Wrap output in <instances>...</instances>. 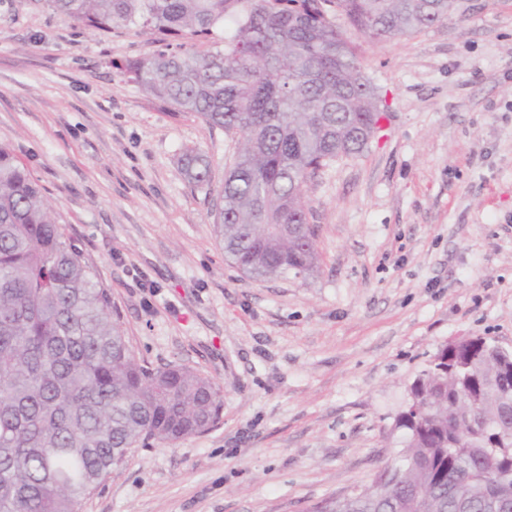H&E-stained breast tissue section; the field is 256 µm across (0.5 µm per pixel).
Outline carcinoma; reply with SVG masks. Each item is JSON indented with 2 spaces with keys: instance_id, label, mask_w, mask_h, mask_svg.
Instances as JSON below:
<instances>
[{
  "instance_id": "1",
  "label": "carcinoma",
  "mask_w": 512,
  "mask_h": 512,
  "mask_svg": "<svg viewBox=\"0 0 512 512\" xmlns=\"http://www.w3.org/2000/svg\"><path fill=\"white\" fill-rule=\"evenodd\" d=\"M86 27L148 29L164 40L211 41L203 54L161 51L121 66L175 113L194 115L234 141L210 209L224 255L246 274L306 275L318 256L310 184L366 148L383 113L344 17L371 42L448 19L451 0H49ZM232 30L211 40L224 22ZM180 175L212 194L199 148ZM495 342L474 336L441 347L402 411L404 451L386 494L357 492L350 512L388 500H426V512L487 507L495 475L512 486V374ZM209 379L181 365L153 369L132 354L112 294L59 224L42 187L0 145V512H79L132 448L173 442L220 420Z\"/></svg>"
}]
</instances>
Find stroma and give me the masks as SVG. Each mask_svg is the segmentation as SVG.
Wrapping results in <instances>:
<instances>
[{"label":"stroma","mask_w":512,"mask_h":512,"mask_svg":"<svg viewBox=\"0 0 512 512\" xmlns=\"http://www.w3.org/2000/svg\"><path fill=\"white\" fill-rule=\"evenodd\" d=\"M346 36L382 128L309 188L314 272L258 280L177 171L199 147L220 187L231 140L116 68L157 36L0 0V144L95 265L135 357L197 371L222 402L207 432L133 449L80 512H312L402 449L396 419L440 347L512 349V0Z\"/></svg>","instance_id":"obj_1"}]
</instances>
